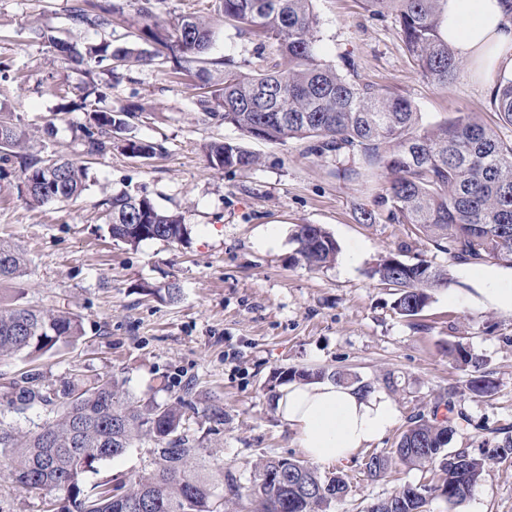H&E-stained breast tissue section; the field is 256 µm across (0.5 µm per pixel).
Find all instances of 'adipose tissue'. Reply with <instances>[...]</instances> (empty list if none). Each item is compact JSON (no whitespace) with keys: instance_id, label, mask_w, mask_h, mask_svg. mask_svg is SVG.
I'll use <instances>...</instances> for the list:
<instances>
[{"instance_id":"1","label":"adipose tissue","mask_w":512,"mask_h":512,"mask_svg":"<svg viewBox=\"0 0 512 512\" xmlns=\"http://www.w3.org/2000/svg\"><path fill=\"white\" fill-rule=\"evenodd\" d=\"M443 15L449 44L477 72L512 71V5L507 0H445ZM275 411L303 452L321 464L350 460L397 421L385 392L337 383H289Z\"/></svg>"}]
</instances>
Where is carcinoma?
<instances>
[{"label": "carcinoma", "instance_id": "cac0c4a2", "mask_svg": "<svg viewBox=\"0 0 512 512\" xmlns=\"http://www.w3.org/2000/svg\"><path fill=\"white\" fill-rule=\"evenodd\" d=\"M165 0H135L138 33L131 41L102 40L80 46L49 30L39 33L61 61L84 73L103 67L115 79L120 71L172 63L171 73L210 83L197 95L209 117L233 126L240 139L285 145L313 141L319 156L358 158L365 170L383 180L382 203L414 234L448 255L453 264L493 260L512 267V142L498 138L468 113L451 121L425 125L420 112L387 86L361 84L323 62L319 54V19L314 0H212L213 14L240 36L271 47L285 66L257 71L247 60L213 58L211 23L198 12L161 15ZM375 16L395 12L404 47L423 78L446 89L461 71V61L442 34L443 0H365ZM113 0H73L67 20L75 28L100 29L111 24ZM493 105L498 119L512 125V78L496 80ZM133 112L89 113L86 148L103 155L112 134L128 127ZM214 169H244L258 157L239 142L214 141L205 147ZM0 162L21 169L19 196L47 206L78 197L86 187V170L75 162L49 159L29 151L28 137L10 115H0ZM112 237L135 246L148 240L183 241L187 225L179 212L159 209L146 194L120 192L105 200ZM293 260L318 270L334 263L337 241L324 229L302 224L293 234ZM403 248L381 254L368 275L391 289L394 309L415 317L433 292L452 281L445 265L424 257L400 259ZM27 259L16 245L0 242V284L22 276ZM173 302L175 282L146 289ZM83 336L82 322L71 313L36 310L21 304L0 305V358L24 353L38 359ZM448 358L474 368L468 389L488 396L493 382L479 372V362L460 343L448 344ZM215 425L224 409L211 404L197 410L193 401L142 402L120 391L108 375L47 383L37 374L12 381L0 393V476L25 491L61 490L76 512H325L349 485L339 475L319 474L304 461L262 459L251 466L246 482L229 468L207 464L202 440L184 430L186 409ZM32 410L41 422L20 432L14 419ZM469 421L456 409L454 393L434 402L429 414L410 419L395 448L374 453L365 462L371 478L382 476L392 458L412 467H433L438 483L423 486L411 498L397 490L380 500L381 512H423L426 495L435 492L449 505L470 495L484 469V459L464 450L446 451L456 426ZM150 445V469L88 484L87 473L121 457L137 442ZM288 463L287 480L272 484L267 476Z\"/></svg>", "mask_w": 512, "mask_h": 512}]
</instances>
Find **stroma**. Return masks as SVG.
<instances>
[{
  "mask_svg": "<svg viewBox=\"0 0 512 512\" xmlns=\"http://www.w3.org/2000/svg\"><path fill=\"white\" fill-rule=\"evenodd\" d=\"M70 4L0 0V67L6 71L0 110L19 117L42 155L86 165L87 187L77 200L32 208L19 198V172L10 168L0 179V240L26 253L23 305L76 313L84 335L50 357L0 359V384L36 369L56 383L109 374L142 400L172 401L191 389L223 407L224 424L208 431L192 413L188 434L203 439L207 460L241 474L263 457L304 456L275 414L289 370L355 375L392 397L398 419L371 448L320 466V473L349 482L347 495L326 512H366L403 485L429 483L427 468L395 460L374 479L364 463L369 452L391 451L411 416L429 412L436 397L451 392L470 422L458 427L448 448L484 459V471L464 503L452 507L432 495L424 512H512V459L494 457L487 442L490 430L512 429V316L464 303L476 285V265L449 264L394 220L381 202V181L343 176L358 160L315 155L304 141L252 139L245 146L259 155L258 165L211 168L204 145L239 135L205 116L195 89L175 82L166 64L133 68L114 84L95 74L107 87L99 109L134 105L138 112L110 151L87 156V110L77 90L87 77L62 63L34 31L63 28L78 44L125 41L134 5L124 0L123 14L94 30L67 28ZM314 9L322 57L337 70L353 63L359 82L389 86L416 106L424 123L468 112L512 141V125L497 122L491 104L495 72L477 78L466 69L439 88L410 61L394 16L372 18L364 0H315ZM48 126L54 129L49 136ZM129 137L161 150L148 159L130 156ZM123 190L145 192L160 209L182 212L187 241L130 246L114 240L102 203ZM362 208L373 212V223L358 222ZM301 224L320 226L336 239L334 264L311 271L294 261L292 235ZM403 245L408 257L449 265L457 299L440 288L418 316L397 314L389 289L367 271L381 252ZM172 281L181 288L179 300L147 295V288ZM453 342L479 359L495 385L492 396L468 390L471 368L452 364L446 353Z\"/></svg>",
  "mask_w": 512,
  "mask_h": 512,
  "instance_id": "stroma-1",
  "label": "stroma"
}]
</instances>
